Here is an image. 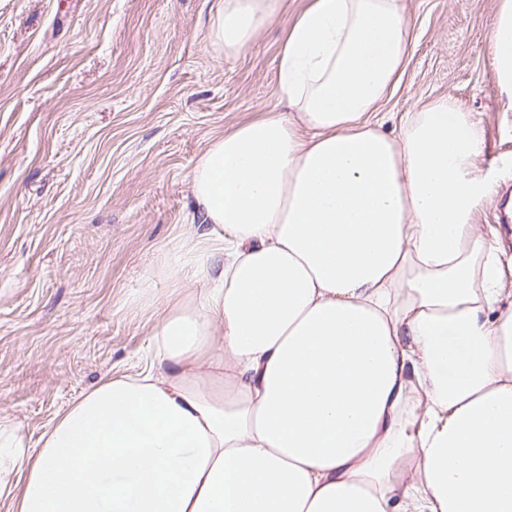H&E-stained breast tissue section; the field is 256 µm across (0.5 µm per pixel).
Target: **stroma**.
<instances>
[{
  "instance_id": "35a3bbf8",
  "label": "stroma",
  "mask_w": 512,
  "mask_h": 512,
  "mask_svg": "<svg viewBox=\"0 0 512 512\" xmlns=\"http://www.w3.org/2000/svg\"><path fill=\"white\" fill-rule=\"evenodd\" d=\"M222 0H0V419L31 447L83 394L148 364L172 282L158 256L194 231L188 174L208 144L282 109L283 28L233 58L208 38ZM411 49L384 104L452 94L485 130L481 165L512 194V112L488 43L497 0H406ZM500 201L474 216L505 261ZM150 289L147 311L127 300Z\"/></svg>"
}]
</instances>
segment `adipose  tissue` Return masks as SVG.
<instances>
[{"mask_svg":"<svg viewBox=\"0 0 512 512\" xmlns=\"http://www.w3.org/2000/svg\"><path fill=\"white\" fill-rule=\"evenodd\" d=\"M284 38L266 110L189 172L192 285L139 376L106 378L32 450L0 423L9 512H512V304L475 212L484 128L443 96L381 107L405 0H224L213 47ZM491 66L512 112V0Z\"/></svg>","mask_w":512,"mask_h":512,"instance_id":"obj_1","label":"adipose tissue"}]
</instances>
